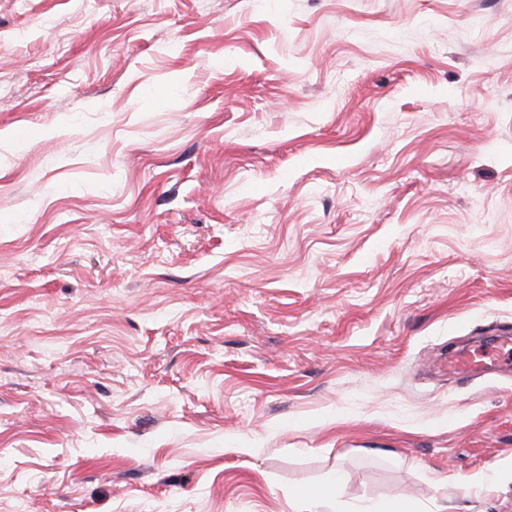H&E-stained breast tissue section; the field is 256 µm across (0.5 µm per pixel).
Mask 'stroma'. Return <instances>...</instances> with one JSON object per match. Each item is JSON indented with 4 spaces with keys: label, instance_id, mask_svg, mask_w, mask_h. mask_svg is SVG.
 <instances>
[{
    "label": "stroma",
    "instance_id": "obj_1",
    "mask_svg": "<svg viewBox=\"0 0 512 512\" xmlns=\"http://www.w3.org/2000/svg\"><path fill=\"white\" fill-rule=\"evenodd\" d=\"M502 333L512 0H0V512H512ZM498 344H486L473 352L471 356L456 358L448 363L450 370L467 371L476 366L499 364L510 361L512 352L511 336H500ZM341 485V476L336 474V479L324 487H315V488H299L294 493V498L305 502L307 505V510L304 512H324L318 510H312V508H317L325 502H334L336 503V512L339 509V489Z\"/></svg>",
    "mask_w": 512,
    "mask_h": 512
}]
</instances>
